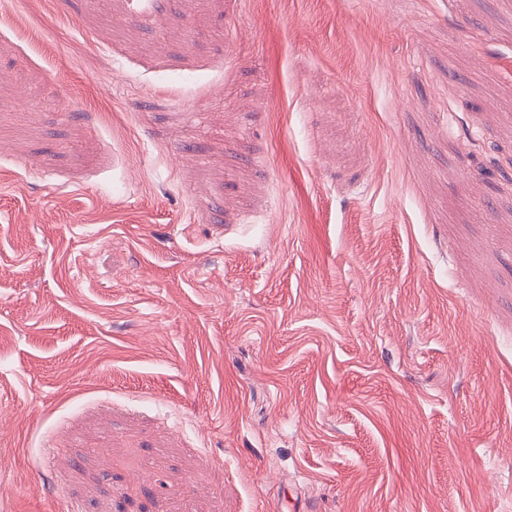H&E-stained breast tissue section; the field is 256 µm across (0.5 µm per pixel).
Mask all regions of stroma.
<instances>
[{
  "label": "stroma",
  "mask_w": 512,
  "mask_h": 512,
  "mask_svg": "<svg viewBox=\"0 0 512 512\" xmlns=\"http://www.w3.org/2000/svg\"><path fill=\"white\" fill-rule=\"evenodd\" d=\"M0 512H512V0H11Z\"/></svg>",
  "instance_id": "obj_1"
}]
</instances>
